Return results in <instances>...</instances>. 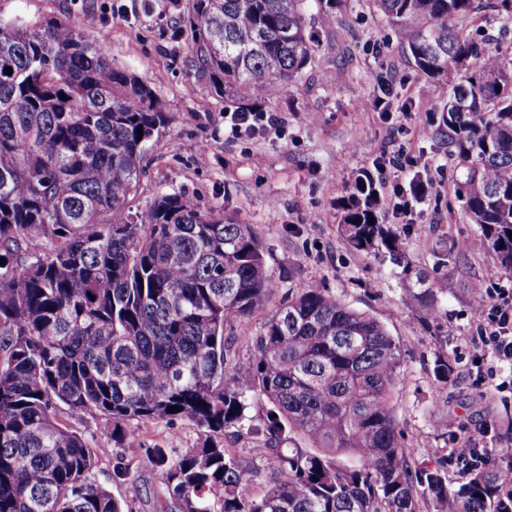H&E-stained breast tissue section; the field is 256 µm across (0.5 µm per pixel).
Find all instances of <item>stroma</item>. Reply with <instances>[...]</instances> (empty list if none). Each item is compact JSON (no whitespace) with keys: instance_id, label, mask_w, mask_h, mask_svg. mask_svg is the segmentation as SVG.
Returning a JSON list of instances; mask_svg holds the SVG:
<instances>
[{"instance_id":"1","label":"stroma","mask_w":512,"mask_h":512,"mask_svg":"<svg viewBox=\"0 0 512 512\" xmlns=\"http://www.w3.org/2000/svg\"><path fill=\"white\" fill-rule=\"evenodd\" d=\"M193 0H0V21L33 28L48 21L70 24L118 67L149 83L171 114L166 132L143 160L145 173L134 203L149 205L160 193L184 191L202 208L223 211L251 225L266 249L279 297L300 287L324 288L350 308L385 324L399 344L404 381L392 395L395 418L415 462L434 466L453 448L486 449L496 467L512 465L503 449L512 445V367L497 363L482 339L485 320L472 307L474 284L512 289L492 253L470 251V224L456 196L461 169L447 134L436 133L439 103L431 80L408 60L386 17L373 0H341L335 19L321 26L319 0H307L315 34L310 63L289 85L258 90L248 107L273 112L279 134L234 137L224 127L233 111L197 73L190 40L173 42L171 27ZM476 39H490L512 58V30L501 32L489 10L478 8L460 23ZM403 155V170L379 171L383 155ZM208 164H200V157ZM369 175L383 193L394 182L420 179L421 200L405 213L379 211V223L400 233L411 272L437 284L435 314L406 293L399 267L356 250L336 231L339 203L355 179ZM449 252L440 263V252ZM254 317L228 327L226 367L246 368L262 330ZM447 354V385L434 377L437 355ZM495 366L496 376L479 382L475 362ZM125 445L100 456L97 482L126 512H180L149 462L160 447L169 457L205 439L207 432L182 418L130 427ZM262 494L278 476L276 463L254 456L253 435L230 436Z\"/></svg>"}]
</instances>
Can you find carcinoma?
I'll list each match as a JSON object with an SVG mask.
<instances>
[{"instance_id": "cac0c4a2", "label": "carcinoma", "mask_w": 512, "mask_h": 512, "mask_svg": "<svg viewBox=\"0 0 512 512\" xmlns=\"http://www.w3.org/2000/svg\"><path fill=\"white\" fill-rule=\"evenodd\" d=\"M305 2L193 0L173 37L190 35L214 92L243 105L311 60ZM375 2L433 82L458 200L511 276L512 68L457 25L475 0ZM486 5L512 26V0ZM170 121L155 90L81 30L0 23V512H123L95 479L103 449L59 423L60 406L99 414L118 448L134 421L208 429L175 458L150 452L180 512H420L423 501L512 512V470L452 456L416 465L391 404L401 351L383 323L323 288L271 312L279 285L248 225L185 193L132 208L143 155ZM341 209L352 247L409 272L397 231L369 223L370 182ZM260 315L251 363L227 371L226 327ZM254 398L269 411L252 453L279 471L259 497L212 437L249 425ZM458 466L465 481L450 488Z\"/></svg>"}]
</instances>
